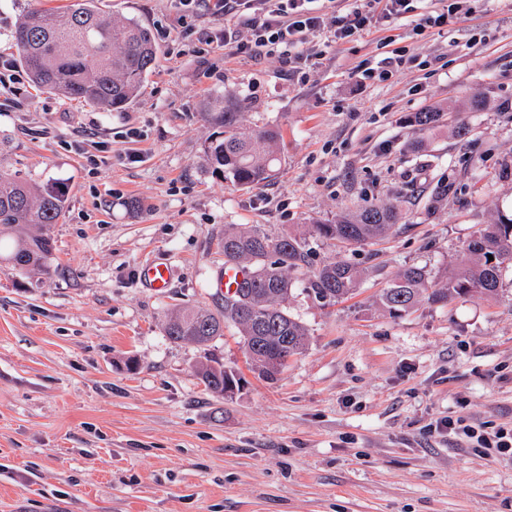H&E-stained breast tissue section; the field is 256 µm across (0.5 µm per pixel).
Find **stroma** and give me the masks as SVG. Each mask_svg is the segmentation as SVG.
<instances>
[{"mask_svg":"<svg viewBox=\"0 0 512 512\" xmlns=\"http://www.w3.org/2000/svg\"><path fill=\"white\" fill-rule=\"evenodd\" d=\"M67 2L0 0V56L17 61L10 31L22 14ZM99 6L168 33L125 111L28 81L0 88V167L66 197L41 268L0 253V512H512V458L434 430L447 416L512 428V268L492 297L398 315L378 300L409 265L444 279L480 225L512 212V0H468L418 36L414 18L443 7L419 0L392 29L328 49L308 40L302 53L326 54L299 74L219 44L199 56L185 27L218 38L223 17L185 19L172 0ZM396 48L410 64L362 79ZM227 91L246 124L282 132L264 185L211 173L204 106ZM437 105L441 121L421 129L414 114ZM381 203L403 214L381 243L343 249L313 234ZM238 225L312 249L287 304L307 346L272 383L235 327L205 346L164 333L169 311L223 307L211 284L224 230ZM154 256L173 269L161 295L139 276ZM342 258L361 270L359 288L315 299L314 268ZM207 360L243 388L209 392L196 374Z\"/></svg>","mask_w":512,"mask_h":512,"instance_id":"stroma-1","label":"stroma"}]
</instances>
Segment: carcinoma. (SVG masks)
<instances>
[{
    "mask_svg": "<svg viewBox=\"0 0 512 512\" xmlns=\"http://www.w3.org/2000/svg\"><path fill=\"white\" fill-rule=\"evenodd\" d=\"M20 64L38 88L76 100L104 112L122 111L139 96L158 58L151 31L134 19L114 18L97 0H68L60 10L31 12L13 32ZM241 101L227 92L206 109L210 123L222 135L205 149L212 174L240 188L269 181L280 163L281 133L275 127H245ZM64 194L50 186L34 188L0 168V239L15 241L9 260L21 270L41 266L51 252V239L31 235V225L56 224L63 216ZM401 218L394 204H381L336 217L332 224L315 225L318 237L345 246H361L393 232ZM224 263L249 272L234 297L224 298V310L211 313L194 307L165 316V335L174 342L204 346L236 327L258 375L274 381L284 359L302 353L306 329L288 315L290 274L310 264L306 240L292 235L273 237L257 226L224 229ZM465 251L472 263L452 269L441 285L428 283L421 267L398 271L380 295L391 312L412 308L425 296L434 303L474 295L491 296L501 285L503 270L512 265V214H499L482 225ZM360 272L346 261L319 266L308 290L328 302L355 291ZM197 375L206 388L225 395L228 383L240 387L239 377L221 364L202 363Z\"/></svg>",
    "mask_w": 512,
    "mask_h": 512,
    "instance_id": "cac0c4a2",
    "label": "carcinoma"
}]
</instances>
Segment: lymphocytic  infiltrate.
Instances as JSON below:
<instances>
[{"label":"lymphocytic infiltrate","mask_w":512,"mask_h":512,"mask_svg":"<svg viewBox=\"0 0 512 512\" xmlns=\"http://www.w3.org/2000/svg\"><path fill=\"white\" fill-rule=\"evenodd\" d=\"M186 15L199 7L223 16L224 44L248 57L290 59L308 36L326 33L330 45L342 44L363 32L413 12L414 0H178ZM445 429L465 438L471 451L512 457V429L486 430L463 419H445Z\"/></svg>","instance_id":"obj_1"}]
</instances>
